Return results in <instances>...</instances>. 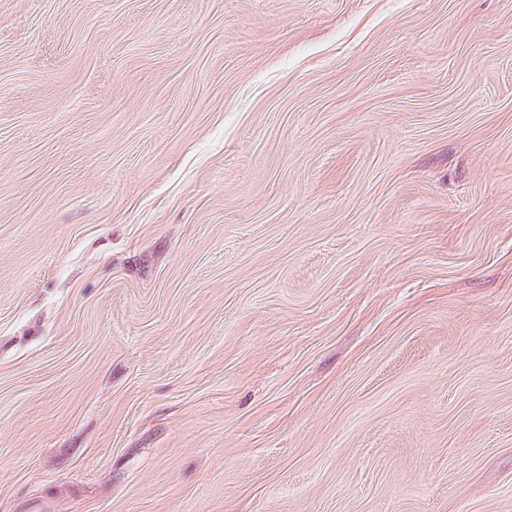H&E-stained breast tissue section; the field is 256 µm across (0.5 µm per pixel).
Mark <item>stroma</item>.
<instances>
[{"label": "stroma", "mask_w": 512, "mask_h": 512, "mask_svg": "<svg viewBox=\"0 0 512 512\" xmlns=\"http://www.w3.org/2000/svg\"><path fill=\"white\" fill-rule=\"evenodd\" d=\"M0 512H512V0H0Z\"/></svg>", "instance_id": "1"}]
</instances>
